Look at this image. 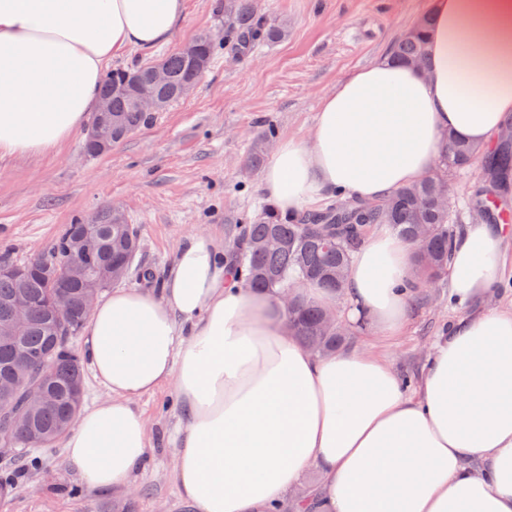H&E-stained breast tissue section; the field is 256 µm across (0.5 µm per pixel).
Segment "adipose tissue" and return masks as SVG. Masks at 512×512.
Here are the masks:
<instances>
[{
    "label": "adipose tissue",
    "instance_id": "obj_1",
    "mask_svg": "<svg viewBox=\"0 0 512 512\" xmlns=\"http://www.w3.org/2000/svg\"><path fill=\"white\" fill-rule=\"evenodd\" d=\"M185 0H0V162L55 152L96 112L106 64L168 42ZM427 62L384 59L338 82L312 135L284 137L261 191L283 213L334 193L378 201L420 182L449 139L487 148L512 122V0H431ZM501 234L468 225L448 291L487 296ZM410 243L380 228L356 254L347 322L410 318ZM108 397L65 436L86 487L127 491L150 437L135 400L169 385L182 418L174 479L194 512H269L303 484L317 512H512V306L459 317L407 388L356 346L317 356L278 291L246 286L209 236L177 248L159 290L115 288L88 318Z\"/></svg>",
    "mask_w": 512,
    "mask_h": 512
}]
</instances>
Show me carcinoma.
Instances as JSON below:
<instances>
[{"mask_svg":"<svg viewBox=\"0 0 512 512\" xmlns=\"http://www.w3.org/2000/svg\"><path fill=\"white\" fill-rule=\"evenodd\" d=\"M224 11L234 13L236 24L224 29V43L241 56L251 54L264 42H278L288 36V26L257 16L252 0H224ZM427 23L411 28L394 45L392 58L419 61L425 54ZM194 39L198 46L202 69L182 51L160 60L169 76L167 96L194 75L207 71L213 62L217 44L208 40L207 31H198ZM151 64L136 69L112 71L101 92L112 96V111L122 115L129 132L148 122L150 115L139 111L129 96L113 93V87L135 77L148 79ZM273 132L262 131L255 140L246 160L249 168L257 167L272 139ZM476 168L478 174L492 178L481 182L474 190L470 205L489 211L491 222L512 219V214L500 205H492L489 195L499 198L512 193V146L482 150L469 144L448 139V146L432 173L420 183L403 187L389 198L363 202L341 194L327 207L293 215H281L270 209L260 218L244 217L234 225L240 250L231 255L236 272L243 281L256 289L283 291L291 288V280L302 279L326 291L343 293L354 253L376 228L388 227L414 247L415 277L436 281L448 274V263L456 227L452 224L448 179L460 169ZM96 229L106 237L105 250L90 257L87 265L96 268L112 264L128 270L139 249L140 235L135 225L126 222L117 211L103 207L97 212ZM83 223L67 225L63 234L36 259L24 266L20 276H0V325L11 320V302L20 294L31 297L30 328L23 337L25 349L32 355L31 382L46 389L51 404L31 409L22 428L5 430L6 414L24 408L22 396L0 397V451H29L52 447L73 425L81 408L83 369L79 358L70 348L87 319L78 308L84 285L67 277L71 254L70 237ZM276 237L281 246L274 250L259 247V242ZM325 310L312 300L294 298L288 308L293 334L312 352L320 355L336 350L343 338L351 335L347 327L324 326Z\"/></svg>","mask_w":512,"mask_h":512,"instance_id":"carcinoma-1","label":"carcinoma"}]
</instances>
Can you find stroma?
<instances>
[{"instance_id":"stroma-1","label":"stroma","mask_w":512,"mask_h":512,"mask_svg":"<svg viewBox=\"0 0 512 512\" xmlns=\"http://www.w3.org/2000/svg\"><path fill=\"white\" fill-rule=\"evenodd\" d=\"M430 0H261L268 18L286 22L285 40L241 57L220 50L197 89L176 101L111 152L84 156L81 137L58 151L0 169V259H34L75 218L104 205L140 230V249L125 288L160 287L183 238L201 232L237 249L231 225L268 202L261 169H246L254 136L310 135L320 101L354 71L390 56L396 42L425 16ZM223 0H186L184 21L168 43L129 52L111 68H133L180 50L202 29H222ZM500 285L486 301H451L447 280L422 288L403 335L379 350L399 375L419 377L437 336L482 306L512 304V223L502 238ZM136 407L147 420L150 446L126 493L87 489L54 445L22 458L0 454V478L12 486L0 512H193L173 478L172 431L181 413L172 387L146 394Z\"/></svg>"}]
</instances>
